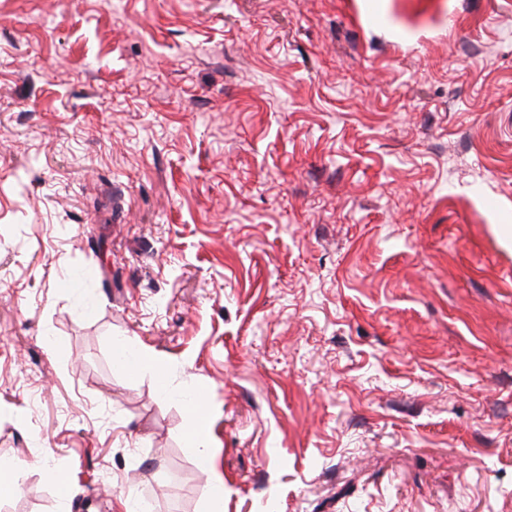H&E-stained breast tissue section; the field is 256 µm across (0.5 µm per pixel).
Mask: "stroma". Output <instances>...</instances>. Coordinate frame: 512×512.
Returning a JSON list of instances; mask_svg holds the SVG:
<instances>
[{
  "instance_id": "35a3bbf8",
  "label": "stroma",
  "mask_w": 512,
  "mask_h": 512,
  "mask_svg": "<svg viewBox=\"0 0 512 512\" xmlns=\"http://www.w3.org/2000/svg\"><path fill=\"white\" fill-rule=\"evenodd\" d=\"M0 459V512H512V0H0ZM188 422L186 427V437L192 447L200 453L201 464L210 468L212 464L211 456L208 452L206 420L207 412L202 405L191 404L188 406ZM23 465L20 462L0 463V495H16L22 487Z\"/></svg>"
}]
</instances>
